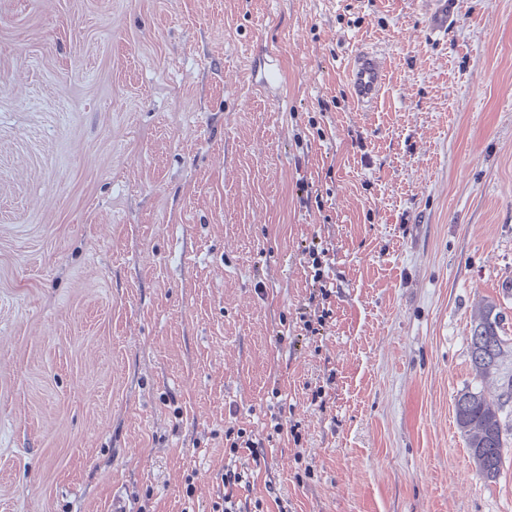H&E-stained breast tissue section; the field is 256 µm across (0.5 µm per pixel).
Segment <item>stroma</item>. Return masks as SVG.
<instances>
[{
    "instance_id": "obj_1",
    "label": "stroma",
    "mask_w": 512,
    "mask_h": 512,
    "mask_svg": "<svg viewBox=\"0 0 512 512\" xmlns=\"http://www.w3.org/2000/svg\"><path fill=\"white\" fill-rule=\"evenodd\" d=\"M449 4L0 0V512H213L238 428L264 512H512L454 421L512 334V0ZM426 26L434 34L443 33L448 29V2L446 0H430L426 12ZM346 79L358 111H372L386 82L384 55L374 48L357 51L347 63Z\"/></svg>"
}]
</instances>
